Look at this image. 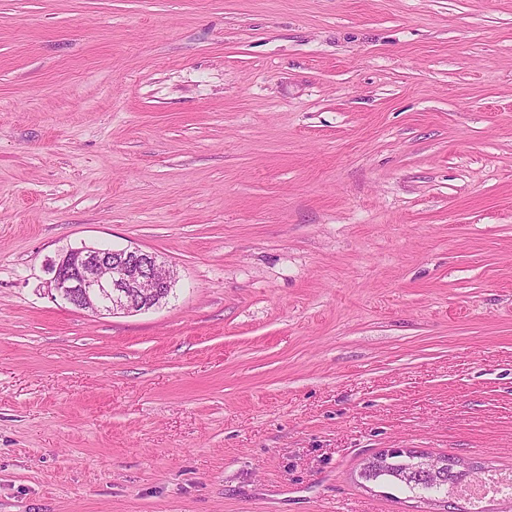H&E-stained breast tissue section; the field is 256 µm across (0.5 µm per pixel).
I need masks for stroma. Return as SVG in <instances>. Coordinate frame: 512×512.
Segmentation results:
<instances>
[{
  "label": "stroma",
  "mask_w": 512,
  "mask_h": 512,
  "mask_svg": "<svg viewBox=\"0 0 512 512\" xmlns=\"http://www.w3.org/2000/svg\"><path fill=\"white\" fill-rule=\"evenodd\" d=\"M386 448L512 472V0H0V512H423ZM51 273L49 286L64 303L94 313L145 311L173 286L170 270L139 249H71Z\"/></svg>",
  "instance_id": "1"
}]
</instances>
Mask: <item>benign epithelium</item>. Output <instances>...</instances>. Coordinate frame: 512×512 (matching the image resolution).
Wrapping results in <instances>:
<instances>
[{
  "label": "benign epithelium",
  "instance_id": "1",
  "mask_svg": "<svg viewBox=\"0 0 512 512\" xmlns=\"http://www.w3.org/2000/svg\"><path fill=\"white\" fill-rule=\"evenodd\" d=\"M51 273L49 286L64 303L94 313L145 311L173 286L170 270L139 249H71L52 265ZM405 453L431 475L460 466L449 457L432 458L409 448Z\"/></svg>",
  "mask_w": 512,
  "mask_h": 512
}]
</instances>
